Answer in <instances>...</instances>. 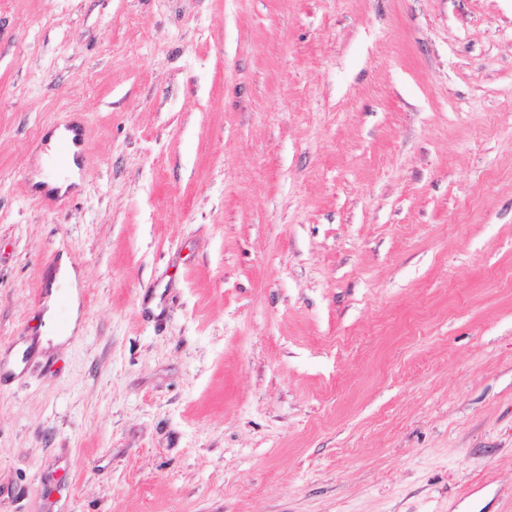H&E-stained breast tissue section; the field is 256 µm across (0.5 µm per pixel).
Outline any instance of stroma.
<instances>
[{
  "label": "stroma",
  "instance_id": "obj_1",
  "mask_svg": "<svg viewBox=\"0 0 512 512\" xmlns=\"http://www.w3.org/2000/svg\"><path fill=\"white\" fill-rule=\"evenodd\" d=\"M0 512H512V0H0ZM74 135L72 137H65L63 139L55 141L62 136L69 134L64 127H60L55 130L53 136L49 139L48 145L54 147L48 152V164L55 168L65 166L71 157L75 154V149L80 146L81 143V132L77 128H71Z\"/></svg>",
  "mask_w": 512,
  "mask_h": 512
}]
</instances>
